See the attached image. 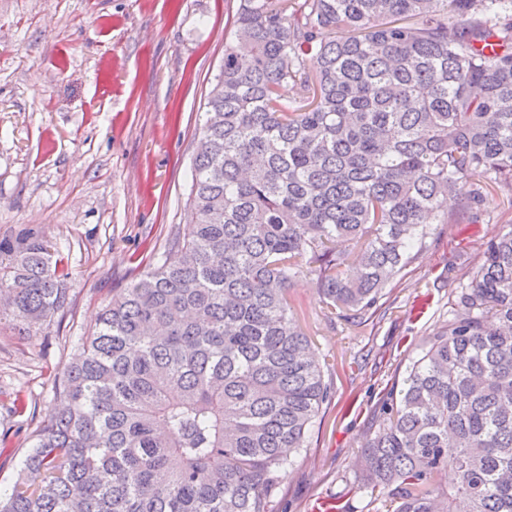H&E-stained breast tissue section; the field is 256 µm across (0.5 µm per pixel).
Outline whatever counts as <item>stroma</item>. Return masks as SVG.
Instances as JSON below:
<instances>
[{"label": "stroma", "mask_w": 512, "mask_h": 512, "mask_svg": "<svg viewBox=\"0 0 512 512\" xmlns=\"http://www.w3.org/2000/svg\"><path fill=\"white\" fill-rule=\"evenodd\" d=\"M239 0H0V239L51 243L70 303L36 335L0 323V494H9L57 377L99 309L163 252L184 206L199 115ZM435 225L376 309L327 319L311 279L291 294L330 387L274 512H382L356 456L409 365L449 318L488 240L512 224L496 194Z\"/></svg>", "instance_id": "35a3bbf8"}]
</instances>
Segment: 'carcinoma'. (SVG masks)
Segmentation results:
<instances>
[{"label":"carcinoma","mask_w":512,"mask_h":512,"mask_svg":"<svg viewBox=\"0 0 512 512\" xmlns=\"http://www.w3.org/2000/svg\"><path fill=\"white\" fill-rule=\"evenodd\" d=\"M232 36L191 222L101 309L0 512H272L329 398L295 279L357 317L448 198L512 208V0H240ZM3 294L21 336L69 304L44 236L0 239ZM460 302L362 444L395 512H512L511 224Z\"/></svg>","instance_id":"1"}]
</instances>
